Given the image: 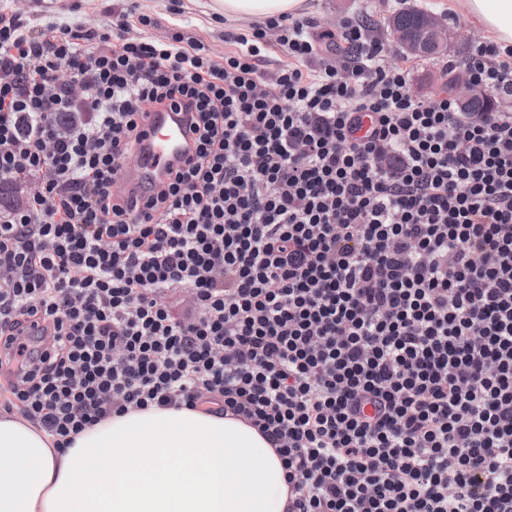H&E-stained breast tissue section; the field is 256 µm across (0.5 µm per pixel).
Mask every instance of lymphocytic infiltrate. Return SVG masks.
Segmentation results:
<instances>
[{
    "label": "lymphocytic infiltrate",
    "instance_id": "1",
    "mask_svg": "<svg viewBox=\"0 0 512 512\" xmlns=\"http://www.w3.org/2000/svg\"><path fill=\"white\" fill-rule=\"evenodd\" d=\"M103 13L0 6V407L67 446L214 406L274 446L288 512H512V46L420 97L361 19L218 53ZM161 111L191 156L137 206L114 188Z\"/></svg>",
    "mask_w": 512,
    "mask_h": 512
}]
</instances>
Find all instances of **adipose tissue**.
I'll list each match as a JSON object with an SVG mask.
<instances>
[{
	"label": "adipose tissue",
	"instance_id": "ef3b65f1",
	"mask_svg": "<svg viewBox=\"0 0 512 512\" xmlns=\"http://www.w3.org/2000/svg\"><path fill=\"white\" fill-rule=\"evenodd\" d=\"M512 45V0H456ZM304 0H216L226 19L296 14ZM279 455L242 421L191 407L133 410L66 449L0 414V512H285Z\"/></svg>",
	"mask_w": 512,
	"mask_h": 512
}]
</instances>
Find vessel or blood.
<instances>
[{"instance_id": "b4317fda", "label": "vessel or blood", "mask_w": 512, "mask_h": 512, "mask_svg": "<svg viewBox=\"0 0 512 512\" xmlns=\"http://www.w3.org/2000/svg\"><path fill=\"white\" fill-rule=\"evenodd\" d=\"M146 133L140 150L124 162V176L118 188L141 201L140 188L162 175L168 167L185 158V145L191 140L185 115L172 112H149L143 121Z\"/></svg>"}]
</instances>
